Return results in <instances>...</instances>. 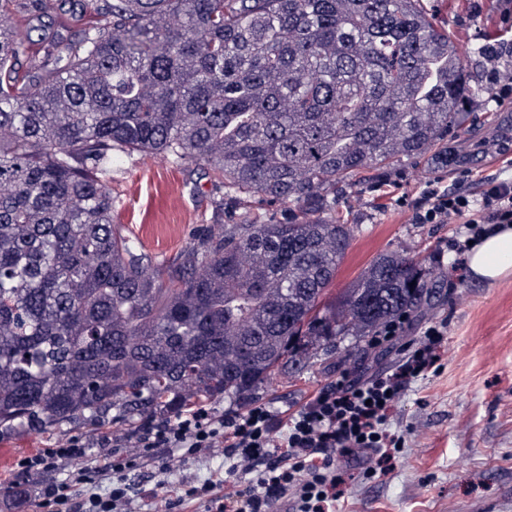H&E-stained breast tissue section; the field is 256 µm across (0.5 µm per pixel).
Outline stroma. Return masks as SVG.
<instances>
[{"mask_svg": "<svg viewBox=\"0 0 512 512\" xmlns=\"http://www.w3.org/2000/svg\"><path fill=\"white\" fill-rule=\"evenodd\" d=\"M52 18L21 17L23 58L43 36L68 37L83 25L77 0H52ZM439 26L473 53L469 78L487 84L481 48L512 43V0H423ZM479 125L461 133V152L478 155L469 171L408 162L392 172L371 171L336 195L341 224L356 225L355 238L329 287L334 300L381 253L410 247L419 255L427 279L438 288L434 307L414 315V328L447 320L441 370L412 384L395 404L390 425L405 446L390 462L367 456L364 466L340 461L342 495L335 512H512V279L472 281L466 255L456 243L465 238L461 224H415L411 201L426 182L479 196L480 178L512 176V151L500 150L505 122L512 120V99L468 104ZM388 181L406 198L395 205L377 185ZM112 219L141 244L152 264L171 262L197 225L214 224L220 194L212 174L198 165L125 158L113 167ZM364 352L352 349L312 367L289 372L276 388L257 400L280 408L295 406L323 385L353 376L366 365Z\"/></svg>", "mask_w": 512, "mask_h": 512, "instance_id": "obj_1", "label": "stroma"}]
</instances>
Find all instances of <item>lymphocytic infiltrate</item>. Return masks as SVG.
Masks as SVG:
<instances>
[{"label":"lymphocytic infiltrate","instance_id":"obj_1","mask_svg":"<svg viewBox=\"0 0 512 512\" xmlns=\"http://www.w3.org/2000/svg\"><path fill=\"white\" fill-rule=\"evenodd\" d=\"M412 221L463 223L476 238L484 225L512 224V177L485 178L476 200L427 184ZM447 334V321L426 326L393 367L328 383L293 410L255 402L219 415L189 403L133 431H100L92 446L71 436L0 476V512H135L143 500L154 512H277L288 501L293 512H330L338 458L358 465L379 449L404 448L403 437L389 430L390 411L413 381L438 370ZM218 450L224 472L165 490L169 473ZM73 460L79 468L50 479ZM135 470L140 478L134 482L129 474ZM105 479L109 492L96 493Z\"/></svg>","mask_w":512,"mask_h":512}]
</instances>
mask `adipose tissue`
Returning a JSON list of instances; mask_svg holds the SVG:
<instances>
[{"label": "adipose tissue", "instance_id": "1", "mask_svg": "<svg viewBox=\"0 0 512 512\" xmlns=\"http://www.w3.org/2000/svg\"><path fill=\"white\" fill-rule=\"evenodd\" d=\"M467 267L472 278L494 283L512 277V226L484 235L470 250Z\"/></svg>", "mask_w": 512, "mask_h": 512}]
</instances>
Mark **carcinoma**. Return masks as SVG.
Instances as JSON below:
<instances>
[{"instance_id":"carcinoma-1","label":"carcinoma","mask_w":512,"mask_h":512,"mask_svg":"<svg viewBox=\"0 0 512 512\" xmlns=\"http://www.w3.org/2000/svg\"><path fill=\"white\" fill-rule=\"evenodd\" d=\"M78 37L26 68L0 0V432L135 428L243 405L288 371L432 306L416 255L380 254L323 305L353 240L336 186L402 159H465L464 56L421 0H80ZM208 167L285 224L203 225L165 271L112 224L133 155Z\"/></svg>"}]
</instances>
